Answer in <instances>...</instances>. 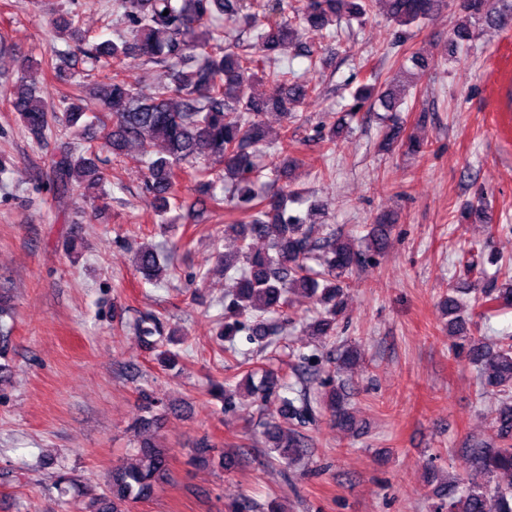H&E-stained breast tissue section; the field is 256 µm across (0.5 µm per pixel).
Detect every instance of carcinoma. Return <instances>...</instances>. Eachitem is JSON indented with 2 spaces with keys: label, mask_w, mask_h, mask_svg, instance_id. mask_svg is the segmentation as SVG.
<instances>
[{
  "label": "carcinoma",
  "mask_w": 512,
  "mask_h": 512,
  "mask_svg": "<svg viewBox=\"0 0 512 512\" xmlns=\"http://www.w3.org/2000/svg\"><path fill=\"white\" fill-rule=\"evenodd\" d=\"M377 4L403 27L428 19L442 0H305L302 6L294 0H275L273 21L267 12L255 10V0H114L128 23L129 37L104 40L84 51L104 74L87 84L75 83L65 55L57 51L41 55L39 65L46 79L64 89L62 116L51 110L36 83L23 77L8 87L7 100L29 137L40 145L49 142L54 122H63L77 135L87 126H99L98 143L62 146L52 159V183L60 195L78 190L86 198H101L104 175L95 162L97 152L120 155L132 145L159 144L161 155L149 160L146 173L149 205L156 214L177 207L182 178L203 192L212 210L229 205L242 214L224 225V234L236 242L234 255L218 254L224 271L235 274V287L224 302L220 335L230 341L246 331L249 340L265 349L271 344L268 337L274 335L266 316L285 314L290 296L303 294L321 307L309 328L314 342L325 344L335 336L336 318L344 309L345 278L363 262V250L327 229L321 206L311 203L303 214L289 212L288 204L306 203L291 185L282 186L276 194L260 193L256 149L276 146L283 157L280 173L288 174V156L297 144L290 136L297 111L318 96L316 85L276 66L280 54L299 48V27L323 31L342 15L361 22ZM459 11L463 21L454 35L461 40L468 37V23L495 25L499 16L494 0H459ZM238 15L257 30L263 54L250 52L239 42L217 46L221 34L214 27L216 19ZM49 25L60 35L85 41L77 14L52 19ZM150 63L165 67L170 82L145 94L129 81L128 72L136 64ZM268 78L274 83L273 91L257 93L256 85ZM353 98L352 118L367 103L386 112L382 150L425 152L426 143L406 133L397 115L403 100L397 89L365 83ZM269 112L278 113L283 121L274 137L265 121ZM346 127V122L323 124L313 140L333 151ZM472 216L482 224L493 223L485 197H478L461 214L464 220ZM392 227L389 218H378L368 232L366 250L384 253ZM259 241L265 248L256 247ZM165 262L162 251L147 245L137 254L135 272L150 283L157 280ZM488 262L497 266L496 274L505 279V287H497L494 278L479 289L475 304L484 316L512 306V269L502 271L496 256ZM442 307L451 316L448 333L463 338L452 349L478 371L479 396L498 397L494 419L498 443L474 449L466 457L462 475L434 489L435 512H512V483L504 486L494 481L498 475L512 474V335L488 345L468 336L470 321L461 317L464 305L454 294L442 300ZM246 383L248 393L262 403L278 397L284 378L271 369L259 384L252 382L250 374ZM322 401L337 428H352L343 387L324 386ZM312 411L306 400L297 405L293 399L279 397L278 417L263 423L274 460L288 466L303 455L307 440L293 424L306 423ZM136 457V464L112 470L105 492L91 501L89 512H125L128 502L153 496L167 479L166 449L144 441Z\"/></svg>",
  "instance_id": "obj_1"
}]
</instances>
